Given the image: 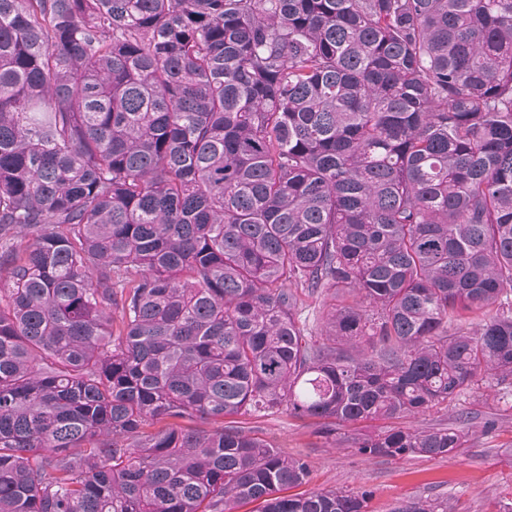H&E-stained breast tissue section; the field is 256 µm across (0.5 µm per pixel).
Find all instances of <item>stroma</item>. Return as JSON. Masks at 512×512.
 <instances>
[{
    "label": "stroma",
    "mask_w": 512,
    "mask_h": 512,
    "mask_svg": "<svg viewBox=\"0 0 512 512\" xmlns=\"http://www.w3.org/2000/svg\"><path fill=\"white\" fill-rule=\"evenodd\" d=\"M473 413L470 444L444 458H365L354 442L384 430L382 420L342 426L338 443L322 436L316 419L278 412L265 417L236 415L231 424L265 439L281 454L310 465L305 491H371L368 512H397L427 499L447 512H512V387L483 379L463 394L453 411L430 410L398 419L401 427L432 429L451 425L453 413Z\"/></svg>",
    "instance_id": "35a3bbf8"
}]
</instances>
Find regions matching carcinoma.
Instances as JSON below:
<instances>
[{"label":"carcinoma","instance_id":"carcinoma-1","mask_svg":"<svg viewBox=\"0 0 512 512\" xmlns=\"http://www.w3.org/2000/svg\"><path fill=\"white\" fill-rule=\"evenodd\" d=\"M298 288L359 303L310 345ZM511 292L512 0H0V512H367L154 425L448 408L512 380Z\"/></svg>","mask_w":512,"mask_h":512}]
</instances>
